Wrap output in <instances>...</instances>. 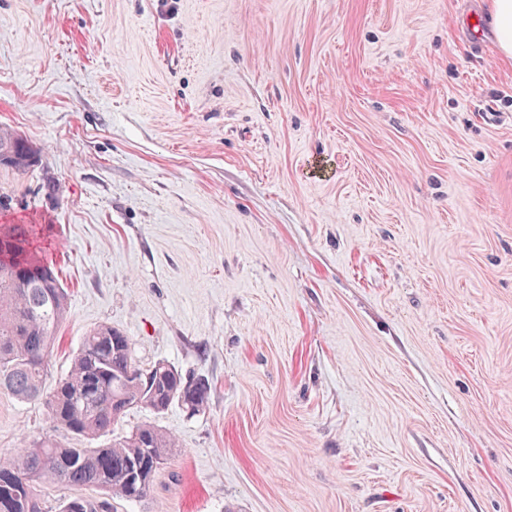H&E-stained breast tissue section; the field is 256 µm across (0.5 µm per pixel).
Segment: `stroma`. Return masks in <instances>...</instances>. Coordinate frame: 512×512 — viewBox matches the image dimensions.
Listing matches in <instances>:
<instances>
[{
    "instance_id": "35a3bbf8",
    "label": "stroma",
    "mask_w": 512,
    "mask_h": 512,
    "mask_svg": "<svg viewBox=\"0 0 512 512\" xmlns=\"http://www.w3.org/2000/svg\"><path fill=\"white\" fill-rule=\"evenodd\" d=\"M491 0H0L1 224L211 385L115 512H512V58ZM54 182V194L43 186ZM63 438L0 392V453ZM12 136H14L13 132L2 129L0 130V153H2L3 149L7 146L10 152L12 153L11 157L22 158L25 161L22 164H9L2 162L3 159H0V165L11 167L12 169L18 171H25L33 167L36 163V158L30 156V150L32 147L30 142L27 139L19 141L16 138H13ZM2 146H4L3 149Z\"/></svg>"
}]
</instances>
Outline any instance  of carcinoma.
<instances>
[{
  "label": "carcinoma",
  "mask_w": 512,
  "mask_h": 512,
  "mask_svg": "<svg viewBox=\"0 0 512 512\" xmlns=\"http://www.w3.org/2000/svg\"><path fill=\"white\" fill-rule=\"evenodd\" d=\"M2 146L24 159L11 168L35 165L28 140L1 129ZM33 235L31 225H0V390L22 402L45 401L57 427L88 442L111 431L133 408L161 413L176 402L193 415L204 410L208 379L185 378L163 362L140 367L130 338L110 326L87 333L69 370L46 389L68 293L55 269L33 250ZM173 447V437L150 422L110 446L69 448L56 439L33 440L0 455V512H44L37 486L45 481L98 492L67 500L60 512H110L114 496L140 501Z\"/></svg>",
  "instance_id": "cac0c4a2"
}]
</instances>
